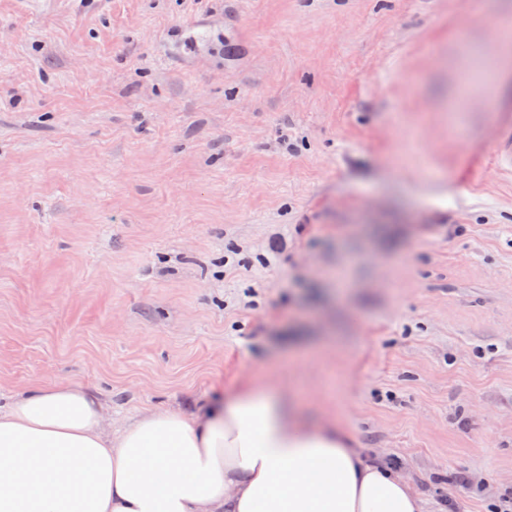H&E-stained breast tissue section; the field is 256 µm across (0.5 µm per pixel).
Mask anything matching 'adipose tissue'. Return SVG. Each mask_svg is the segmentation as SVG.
I'll return each mask as SVG.
<instances>
[{
	"instance_id": "ef3b65f1",
	"label": "adipose tissue",
	"mask_w": 512,
	"mask_h": 512,
	"mask_svg": "<svg viewBox=\"0 0 512 512\" xmlns=\"http://www.w3.org/2000/svg\"><path fill=\"white\" fill-rule=\"evenodd\" d=\"M297 394L249 382L116 427L80 384L31 385L0 406V512H430L412 478Z\"/></svg>"
}]
</instances>
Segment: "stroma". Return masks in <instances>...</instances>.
I'll return each mask as SVG.
<instances>
[{
	"label": "stroma",
	"mask_w": 512,
	"mask_h": 512,
	"mask_svg": "<svg viewBox=\"0 0 512 512\" xmlns=\"http://www.w3.org/2000/svg\"><path fill=\"white\" fill-rule=\"evenodd\" d=\"M512 0H0V401L237 383L435 502L512 488Z\"/></svg>",
	"instance_id": "35a3bbf8"
}]
</instances>
